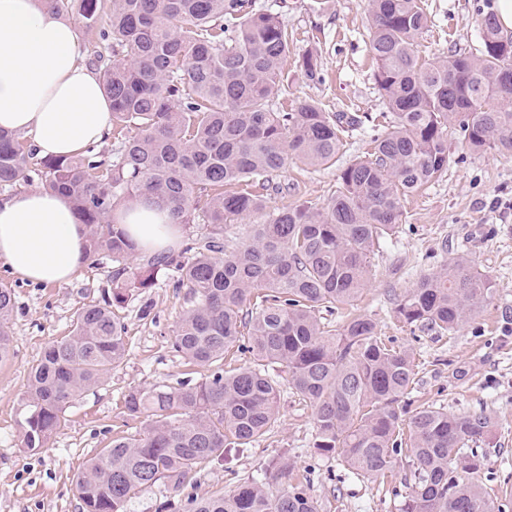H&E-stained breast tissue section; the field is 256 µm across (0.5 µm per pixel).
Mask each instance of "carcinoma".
Listing matches in <instances>:
<instances>
[{"instance_id":"obj_1","label":"carcinoma","mask_w":512,"mask_h":512,"mask_svg":"<svg viewBox=\"0 0 512 512\" xmlns=\"http://www.w3.org/2000/svg\"><path fill=\"white\" fill-rule=\"evenodd\" d=\"M94 40L83 46L112 100L113 148L66 160L38 156L20 135L0 128V191L34 174L73 201L87 228L89 256L112 262V294L80 308L70 334L50 345L29 373L23 442L47 447L70 403L118 367L125 326L113 307L130 292L177 273L190 307L173 348L207 367L203 380L132 387L124 413L150 418L142 435L117 437L90 458L77 483L83 512H126L140 492L180 491L226 448H246L280 421L278 380L286 373L295 401L313 411V447L367 479L394 471L402 449L413 473L400 512H503L461 473H480L481 449L495 427L484 410L450 414L416 409L408 438L399 402L414 390L413 352L387 345L364 314L334 322L324 314L351 306L371 279L370 257L405 214L404 199L448 172V135L470 150L512 157V37L495 18L480 22L481 43L427 62L415 54L429 26L423 0H368L374 80L390 130L344 167L322 204L267 210L272 176L299 159L336 163L344 137L370 115L325 112L311 99L275 112L290 42L279 16L251 0H81ZM169 208L171 223L202 222L180 255H144L123 227L121 211L143 194ZM206 196V207L197 199ZM252 220L247 239L224 228ZM492 283L463 257L418 279L394 308L411 331L453 333L477 314ZM11 290L0 289V362L11 356ZM233 350L247 365H225ZM294 465L281 457L265 480L249 478L222 496H190L188 512H320ZM286 480L277 495L266 479Z\"/></svg>"}]
</instances>
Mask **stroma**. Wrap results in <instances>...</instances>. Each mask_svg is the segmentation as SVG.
<instances>
[{"instance_id": "stroma-1", "label": "stroma", "mask_w": 512, "mask_h": 512, "mask_svg": "<svg viewBox=\"0 0 512 512\" xmlns=\"http://www.w3.org/2000/svg\"><path fill=\"white\" fill-rule=\"evenodd\" d=\"M277 13L292 38L284 66L286 93L271 97L273 110L292 109L304 98L328 112L369 113L375 125L344 138L333 166L290 162L274 175L278 192L270 208L303 202L323 203L335 191L342 167L362 157L371 139L384 135L386 105L374 81L368 51L366 0H254ZM494 0H424L431 18L415 50L420 58L445 56L478 47V21L491 14ZM316 51L320 78L312 82L298 61ZM448 173L408 196L397 232L371 256L373 278L353 306L370 317L394 347L413 350L421 362L412 404L428 402L453 414L490 409L496 426L486 450L487 470L475 480L512 512V158L471 151L461 136L448 138ZM466 258L493 284L481 312L456 332L411 334L394 320V304L419 278L440 272L455 258ZM175 273L160 276L155 287L133 293L115 313L126 327L127 352L119 367L85 392L66 411V422L45 448L23 443V402L30 369L53 342L67 336L78 308L97 302L112 288L110 261H88L69 283L38 285L24 281L0 259V289H11L14 311L9 324L13 357L0 364V512H83L76 482L88 459L113 438L141 433L146 417L124 412L133 387L201 380L207 369L186 364L171 347L186 308V291ZM149 305L153 317L141 319ZM281 419L274 431L247 448H228L198 474L191 494L221 495L243 479L263 475L280 455L295 465L321 512H399L405 462L393 474L362 480L334 456L312 446L311 408L298 405L282 388ZM190 494V495H191Z\"/></svg>"}]
</instances>
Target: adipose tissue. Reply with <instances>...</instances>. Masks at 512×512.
Wrapping results in <instances>:
<instances>
[{"instance_id": "adipose-tissue-1", "label": "adipose tissue", "mask_w": 512, "mask_h": 512, "mask_svg": "<svg viewBox=\"0 0 512 512\" xmlns=\"http://www.w3.org/2000/svg\"><path fill=\"white\" fill-rule=\"evenodd\" d=\"M112 102L81 60L72 24L45 0H0V127L33 135L43 157L66 158L101 142ZM144 249L177 247L182 231L151 196L126 217ZM87 230L62 193L30 188L0 197V259L23 279L67 283L85 264Z\"/></svg>"}]
</instances>
